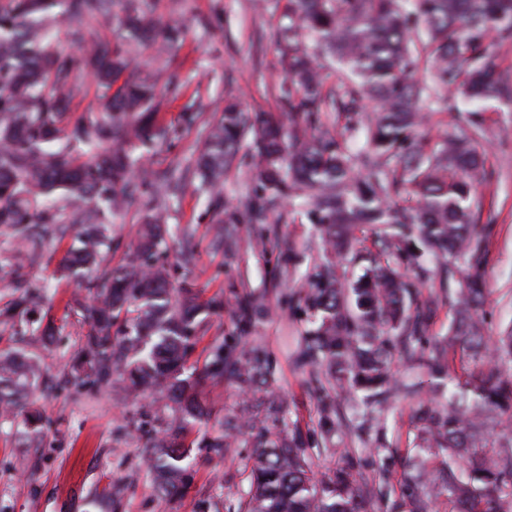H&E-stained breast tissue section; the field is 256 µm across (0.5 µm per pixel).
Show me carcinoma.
<instances>
[{
  "label": "carcinoma",
  "instance_id": "1",
  "mask_svg": "<svg viewBox=\"0 0 512 512\" xmlns=\"http://www.w3.org/2000/svg\"><path fill=\"white\" fill-rule=\"evenodd\" d=\"M145 2L124 0L109 38L96 26L111 21L113 0L0 2V226L19 244L14 258L31 262L45 239L69 226L75 231L59 268L85 293L77 305L88 331L76 354L75 384L110 386L118 379L142 401L145 415L165 397L177 404L172 422L144 438L157 490L176 498L189 482L185 432L200 411L197 387L230 375L254 402L247 415L226 417L224 431L206 447L222 452L238 435L252 437L248 496L236 512H366V501L383 492L362 486L349 465L313 479L307 449L333 447L347 433L363 441L383 427L393 403L410 398L415 474L402 493L412 512H430L443 496L455 512H500L499 502L512 500V438L495 449L487 420L512 419V368H486L488 288L474 189L492 177L476 149L489 134L479 112L490 102H512V78L487 61L493 44H512V0H286V111L250 114L228 99L201 129L187 175L211 197L248 146L255 189L246 234L256 245L269 239L267 214L297 199L319 227L317 256L298 291L310 318L294 353L296 366L316 383L318 428L306 432L289 427L287 405L269 391L274 370L260 346L239 353L217 341L201 370L186 374L206 320L222 302L201 305L189 286L170 287L158 186L174 192L178 184L144 170L141 161L170 141L155 112L157 86L176 96L181 89L162 68L141 76L128 70L142 46L170 49L184 32L161 24ZM60 21L72 51L58 44ZM325 56L345 70L338 86H326ZM421 69L430 83L414 80ZM90 73L102 109L71 121L67 112ZM454 94L471 108L460 109ZM367 99L376 110L366 147L354 154L323 125L334 116L351 129L362 122ZM442 106L466 115L456 134L431 147L418 128L424 111ZM144 193L136 249L113 268L105 263L108 221ZM403 195L407 205H392ZM236 223L224 210L216 213L213 245L228 255L239 248ZM364 224L380 232L347 290L339 260ZM405 268L459 278L425 298ZM45 300L42 286L14 283L0 324L16 336L46 340L53 328L40 318ZM442 305L453 311L448 334L430 336L431 316ZM269 313L249 297L239 322L247 328ZM458 352L470 365L462 380L452 376ZM495 359L512 364V330L497 337ZM397 361L407 376L396 374ZM40 379L37 359L0 354V418L23 412L28 432L40 433V413L23 402Z\"/></svg>",
  "mask_w": 512,
  "mask_h": 512
}]
</instances>
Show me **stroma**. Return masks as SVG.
Segmentation results:
<instances>
[{"mask_svg": "<svg viewBox=\"0 0 512 512\" xmlns=\"http://www.w3.org/2000/svg\"><path fill=\"white\" fill-rule=\"evenodd\" d=\"M152 14L164 24L182 23L187 35L162 59L153 49H143L135 68L143 71L154 63L165 65L180 84L179 96L159 90L157 117L174 133L171 147L147 155L144 166L153 173L179 179L180 189L167 202L169 220L166 239L177 247L185 233L196 243L195 263L190 270L173 268L174 287L190 285L200 301L213 298L224 304L211 315L196 344L195 360H204L216 340L238 342L240 349L253 345L267 348L275 367L274 391L288 405V418L301 429L315 427L317 397L308 375L298 371L292 354L305 321L290 295L297 289V272L286 265L287 255H310L317 238L315 225L289 221L275 225L278 248L261 253L241 246L227 256L211 244L214 213L208 197L183 180L196 148L195 130L186 129L187 110L213 118L227 97H235L248 112H276L280 105L275 89L282 81L280 65V9L276 0H266L265 9L254 0H147ZM490 128L479 148L493 173L490 184L476 193L484 213L494 215L492 233L485 240L484 274L491 290L485 304V333L497 336L512 324V106L495 105L485 112ZM145 201L133 199L123 216L112 221L111 266L121 264L135 243L137 222ZM13 236L0 226V308L11 298L14 281L31 277L47 294L42 310L57 330L50 348L40 350L45 384L30 396L45 422L39 438L28 439L20 420L0 421V512H225L248 490L245 468L250 437L238 447L216 453L202 446V438L221 431L226 415L241 411L249 402L232 380L199 386L204 415L188 433L191 441L190 480L184 496L175 502L160 496L148 456L142 446L144 430L165 427L171 411L159 408L144 418L137 401L115 388L75 386L72 363L85 332L70 300L75 282L57 274L67 248L66 241L44 247L36 265L11 261ZM262 298L273 312L248 332H241L237 311L244 295ZM411 403L398 402L389 412L385 440L386 456L373 446L343 441L341 448H312L315 476L344 464L353 456L361 475L378 479L387 474L396 501V512H408L401 504L400 485L409 472L413 454ZM118 497H111L113 486Z\"/></svg>", "mask_w": 512, "mask_h": 512, "instance_id": "stroma-1", "label": "stroma"}]
</instances>
